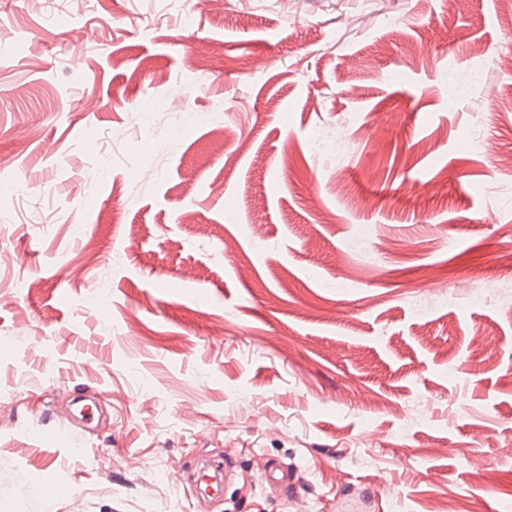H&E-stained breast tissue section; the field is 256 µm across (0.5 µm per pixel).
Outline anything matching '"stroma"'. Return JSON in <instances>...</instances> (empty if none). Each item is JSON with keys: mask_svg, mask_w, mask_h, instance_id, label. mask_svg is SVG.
Listing matches in <instances>:
<instances>
[{"mask_svg": "<svg viewBox=\"0 0 512 512\" xmlns=\"http://www.w3.org/2000/svg\"><path fill=\"white\" fill-rule=\"evenodd\" d=\"M505 224L501 0H0V512H512ZM482 73L479 70L445 71L440 75L441 82L448 89V99L456 100L465 96L469 90L482 81Z\"/></svg>", "mask_w": 512, "mask_h": 512, "instance_id": "stroma-1", "label": "stroma"}]
</instances>
